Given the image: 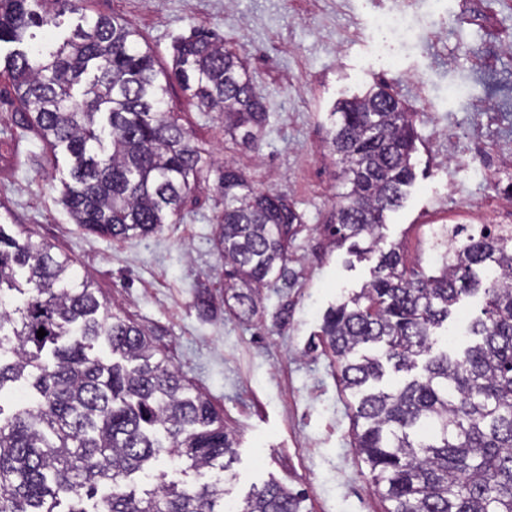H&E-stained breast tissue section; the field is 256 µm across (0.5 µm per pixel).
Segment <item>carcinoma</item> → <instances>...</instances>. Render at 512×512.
<instances>
[{"mask_svg":"<svg viewBox=\"0 0 512 512\" xmlns=\"http://www.w3.org/2000/svg\"><path fill=\"white\" fill-rule=\"evenodd\" d=\"M73 0H0V42L67 12ZM56 49L33 44L5 62L28 125L71 159L61 203L74 223L115 239L145 237L180 216L207 152L167 111L170 80L224 116V140L257 150L268 123L243 48L205 32L173 45V73L155 68L138 31L118 17L81 16ZM413 113L382 84L338 102L327 150L343 191L324 230L362 259L376 252L385 213L414 180ZM224 211L215 245L237 316L257 315L262 290L288 281V248L303 215L288 197L254 187L234 160L218 167ZM0 396L26 380L32 400L0 406V512H219L235 440L211 403L158 357L153 341L100 301L66 258L0 225ZM482 293L472 345L434 351L435 329L462 296ZM44 329L46 335L37 337ZM322 336L354 399L353 448L386 512H512V237L487 231L455 247L437 274L407 271L380 253L372 280L324 316ZM104 341L114 361L89 354ZM410 377L379 387L387 368ZM186 463L191 484L127 479L161 454ZM112 494L96 497L100 484ZM302 498L271 479L236 512H301Z\"/></svg>","mask_w":512,"mask_h":512,"instance_id":"cac0c4a2","label":"carcinoma"}]
</instances>
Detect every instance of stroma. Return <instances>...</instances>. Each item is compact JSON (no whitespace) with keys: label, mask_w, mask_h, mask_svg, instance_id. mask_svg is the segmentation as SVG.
Segmentation results:
<instances>
[{"label":"stroma","mask_w":512,"mask_h":512,"mask_svg":"<svg viewBox=\"0 0 512 512\" xmlns=\"http://www.w3.org/2000/svg\"><path fill=\"white\" fill-rule=\"evenodd\" d=\"M140 33L156 66L172 68L175 40L195 31L243 44L270 113L258 153L242 157L255 187L286 194L304 226L289 248L290 287L263 292L252 322L224 305L214 244L223 206L205 174L175 223L142 239H112L73 224L59 198L70 159L28 126L0 76V225L25 227L92 278L113 311L139 326L188 384L202 392L236 439L224 499L242 502L276 478L302 512H382L368 468L352 447L350 403L320 338L325 311L372 278L375 259L330 247L324 225L336 203L338 168L326 155L335 102L388 82L415 112L416 178L387 212L381 249L407 268L442 265L431 225L457 222L458 203H497V163L512 146V0H85ZM404 26L381 48L369 21L391 13ZM168 109L192 138L224 160V126L179 87ZM482 303L469 296L439 330L440 349L470 344Z\"/></svg>","instance_id":"35a3bbf8"}]
</instances>
